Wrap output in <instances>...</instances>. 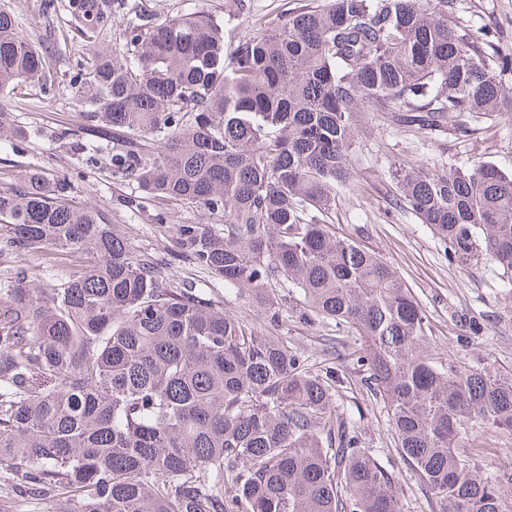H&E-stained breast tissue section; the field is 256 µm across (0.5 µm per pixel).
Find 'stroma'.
<instances>
[{
	"label": "stroma",
	"instance_id": "1",
	"mask_svg": "<svg viewBox=\"0 0 512 512\" xmlns=\"http://www.w3.org/2000/svg\"><path fill=\"white\" fill-rule=\"evenodd\" d=\"M138 9L160 17L204 10L223 19L229 39L252 36L255 21L274 22L288 11L320 4L321 0H134ZM16 16L23 34L43 50L54 71L67 61L86 55L81 38L74 36V19L65 0L55 11L42 13L40 0H0ZM451 11L464 28L483 32L489 56L512 57V0H452ZM78 88L61 78L50 95L40 88L22 86L0 98V108L11 112L28 131L22 145L0 142V189L20 184L33 169L68 187L73 201L103 210L120 225L133 252L167 263L171 279L203 290L220 302L226 313L255 324L271 336L289 342L322 361L328 346L323 326L289 314L269 323L262 306L237 290L216 283L205 270L179 258L175 229L180 224H210L213 216L179 204L145 201L130 215L124 201L137 194L134 181L113 178L108 154L111 132L90 121L78 100ZM78 132L96 163L82 160L71 132ZM488 163L512 173V111L446 122L434 128L404 123L400 113L380 112L366 106L360 116L357 149L350 160L352 184L336 196L329 216L337 235L354 237L366 250L395 269L424 311L430 330L427 340L439 361L482 362L501 375L512 374V288L501 269L491 262H449L445 246L431 226L423 224L397 198L393 173L403 165L435 170L449 165ZM75 257L53 248L0 257V280L20 268L31 287L40 289L72 275ZM481 330L472 333V321ZM341 385L335 396L339 408L357 416L369 447L382 464L394 469L402 512H431L411 471L400 460L384 409L370 400L352 363L336 366ZM482 445L480 465L487 470L512 472V432L473 431L459 438V448Z\"/></svg>",
	"mask_w": 512,
	"mask_h": 512
}]
</instances>
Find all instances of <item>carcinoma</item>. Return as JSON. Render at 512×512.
Instances as JSON below:
<instances>
[{
    "label": "carcinoma",
    "mask_w": 512,
    "mask_h": 512,
    "mask_svg": "<svg viewBox=\"0 0 512 512\" xmlns=\"http://www.w3.org/2000/svg\"><path fill=\"white\" fill-rule=\"evenodd\" d=\"M450 3L326 0L229 44L205 11L136 12L127 50L89 54L73 81L112 129V174L142 194L128 210L144 198L221 217L177 225L181 257L272 321L279 290L294 293L336 359L360 367L432 512H512V473L457 446L476 428L512 431V376L436 361L398 273L325 220L351 183L364 104L429 125L512 107V60L491 67ZM65 7L87 45L112 32V0ZM50 78L0 6V95ZM26 138L0 111V140ZM396 181L448 261L512 275V174L403 167ZM49 246L86 264L48 289L22 271L0 287V470L51 491L55 512H401L393 473L333 405L335 367L171 281L119 225L33 171L0 189V256Z\"/></svg>",
    "instance_id": "obj_1"
}]
</instances>
